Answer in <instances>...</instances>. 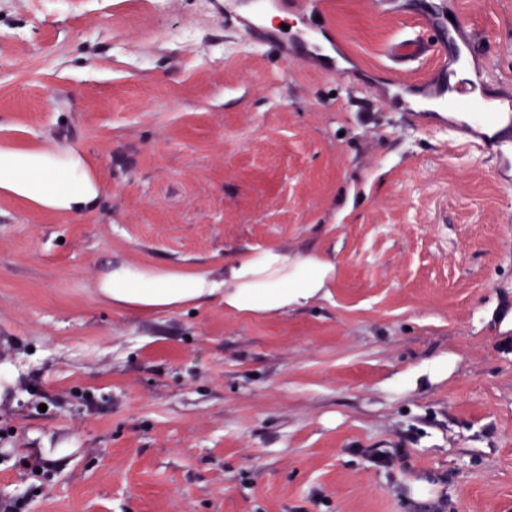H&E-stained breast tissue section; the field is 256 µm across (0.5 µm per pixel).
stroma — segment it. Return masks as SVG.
Segmentation results:
<instances>
[{"label":"stroma","instance_id":"stroma-1","mask_svg":"<svg viewBox=\"0 0 512 512\" xmlns=\"http://www.w3.org/2000/svg\"><path fill=\"white\" fill-rule=\"evenodd\" d=\"M0 0V143L77 145L97 212L0 195V501L25 512H512V129L433 95V15L512 101V0ZM316 30L331 55L293 41ZM407 33L431 53L395 64ZM319 254L329 297L137 310L113 265ZM374 451L393 463L380 468Z\"/></svg>","mask_w":512,"mask_h":512}]
</instances>
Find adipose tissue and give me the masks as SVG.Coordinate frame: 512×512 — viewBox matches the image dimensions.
Segmentation results:
<instances>
[{"label":"adipose tissue","instance_id":"1","mask_svg":"<svg viewBox=\"0 0 512 512\" xmlns=\"http://www.w3.org/2000/svg\"><path fill=\"white\" fill-rule=\"evenodd\" d=\"M0 194L50 213L82 216L97 210L104 186L75 147L0 145ZM330 263L277 247L259 248L224 265L223 278L206 273L175 279L127 265L113 267L105 289L113 303L138 309L171 308L223 298L244 315L272 314L326 297Z\"/></svg>","mask_w":512,"mask_h":512}]
</instances>
